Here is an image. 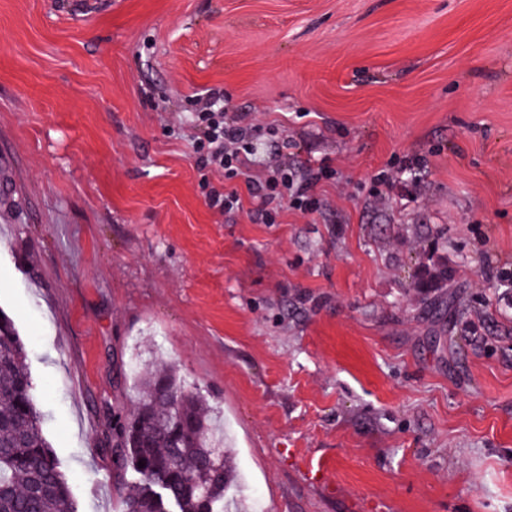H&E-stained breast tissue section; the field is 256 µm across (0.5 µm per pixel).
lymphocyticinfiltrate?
Instances as JSON below:
<instances>
[{"instance_id":"obj_1","label":"lymphocytic infiltrate","mask_w":512,"mask_h":512,"mask_svg":"<svg viewBox=\"0 0 512 512\" xmlns=\"http://www.w3.org/2000/svg\"><path fill=\"white\" fill-rule=\"evenodd\" d=\"M196 134L192 140L196 166L202 174L220 173L223 188H210L207 198L211 206L223 212L241 207L238 181H245L252 199V216L262 224L275 223L283 206L301 214H310L320 206L315 188L321 180L330 178L332 169L321 162L309 166L304 175H296L287 163L268 166L258 180L250 179L248 162L256 146L266 136L275 135L274 126L266 124L254 112H228L224 95L213 90L197 101Z\"/></svg>"}]
</instances>
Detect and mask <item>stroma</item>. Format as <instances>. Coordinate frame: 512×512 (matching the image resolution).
<instances>
[{"instance_id":"1","label":"stroma","mask_w":512,"mask_h":512,"mask_svg":"<svg viewBox=\"0 0 512 512\" xmlns=\"http://www.w3.org/2000/svg\"><path fill=\"white\" fill-rule=\"evenodd\" d=\"M213 88L329 161L318 212L209 208L170 125ZM446 265L451 330L418 290ZM505 268L512 0H0V311L78 512H121L101 406L155 359L210 401L248 510L512 512Z\"/></svg>"}]
</instances>
